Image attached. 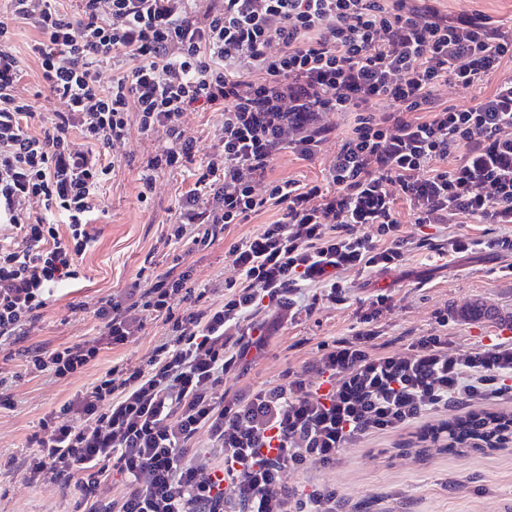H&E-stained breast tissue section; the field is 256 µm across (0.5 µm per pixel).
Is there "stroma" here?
Wrapping results in <instances>:
<instances>
[{"mask_svg": "<svg viewBox=\"0 0 512 512\" xmlns=\"http://www.w3.org/2000/svg\"><path fill=\"white\" fill-rule=\"evenodd\" d=\"M152 149L151 141L132 134L114 179L99 191L101 211L91 226L97 241L81 262L85 277L77 286L55 292L28 343L55 346L90 339L97 301L129 286L140 271H164L162 227L173 221L179 197L193 188L195 178L188 170L156 173L153 194L141 201L139 178ZM335 149V144H328L311 162L283 154L274 175L303 182L322 180ZM271 218L267 212L233 226L225 240L187 256L195 279L212 288L221 284L233 272L230 244ZM503 264L485 248L437 260L416 247L399 270L347 272L351 288L347 305L299 315L247 364L240 378L227 379L224 387L234 392L280 383L286 370L301 369L313 360L320 343L351 334L360 303L377 292L392 296V307L384 313L376 339L389 349L406 348L415 336L432 330L439 311L448 314L452 349L512 338V278L501 274ZM163 333L161 323H147L138 341L103 352L95 365L68 382L25 374L15 380L11 393L16 406L0 412V512H70V491L23 482L19 465L29 453V436L45 414L86 388L114 360L133 365L144 360ZM413 435L408 429L363 438L342 449L336 468H311L290 475L288 484L299 491L314 480L328 484L345 500L347 512H512L511 442L492 447L472 440L448 449L427 440L411 448L407 442Z\"/></svg>", "mask_w": 512, "mask_h": 512, "instance_id": "35a3bbf8", "label": "stroma"}]
</instances>
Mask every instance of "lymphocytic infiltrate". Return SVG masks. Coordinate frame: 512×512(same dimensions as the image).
<instances>
[{
  "label": "lymphocytic infiltrate",
  "mask_w": 512,
  "mask_h": 512,
  "mask_svg": "<svg viewBox=\"0 0 512 512\" xmlns=\"http://www.w3.org/2000/svg\"><path fill=\"white\" fill-rule=\"evenodd\" d=\"M7 2L11 22L36 30L28 53L60 107L38 116L0 22V224L13 231L0 243V347L21 345L26 374L59 381L147 322L165 328L143 363L113 362L40 420L26 484L73 490V512H342L333 488L300 494L288 475L335 467L364 436L414 427L439 440L448 423L431 412L512 392V341L449 350L442 316L407 348L378 350L385 294L302 372L224 389L299 312L346 304L345 272L405 264L409 224L449 226L420 240L440 259L479 247L460 220L502 226L490 246L512 276V33L439 0ZM491 77L475 106L443 95ZM199 111L224 116L207 146L185 121ZM135 131L156 144L140 199L155 173L197 166L163 237L186 254L98 301L93 338L25 345L55 289L81 279L97 193ZM331 142L323 181L273 178L283 153L311 161ZM265 210L276 219L230 245L221 296L195 283L187 254Z\"/></svg>",
  "instance_id": "obj_1"
}]
</instances>
